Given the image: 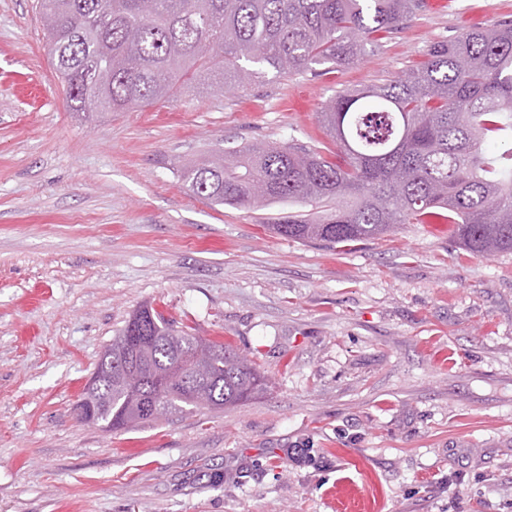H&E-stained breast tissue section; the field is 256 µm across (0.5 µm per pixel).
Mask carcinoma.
I'll return each instance as SVG.
<instances>
[{"mask_svg": "<svg viewBox=\"0 0 512 512\" xmlns=\"http://www.w3.org/2000/svg\"><path fill=\"white\" fill-rule=\"evenodd\" d=\"M427 0H40L44 38L70 111H102L172 97L206 74L230 90L244 78L362 60L375 34L401 27ZM334 158L294 144L214 150L181 167L193 195L219 206L298 205L279 235L332 245L379 238L403 224L444 221L456 242L482 257L512 253V22L471 28L432 44L426 60L388 83L344 88L320 112ZM487 142L506 144L490 153ZM152 336L209 354L195 394L163 389L153 373L172 364L165 349L145 364L146 382L118 373L84 390L91 423L109 431L168 413L221 409L262 394L254 362L222 343L173 329L152 307L135 312L101 362L142 360Z\"/></svg>", "mask_w": 512, "mask_h": 512, "instance_id": "cac0c4a2", "label": "carcinoma"}]
</instances>
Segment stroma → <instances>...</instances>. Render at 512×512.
<instances>
[{
    "label": "stroma",
    "instance_id": "stroma-1",
    "mask_svg": "<svg viewBox=\"0 0 512 512\" xmlns=\"http://www.w3.org/2000/svg\"><path fill=\"white\" fill-rule=\"evenodd\" d=\"M38 0H0V512H512V254L446 224L347 246L280 204L192 195L183 160L336 145L340 89L407 73L512 0H429L357 65L71 112ZM251 356L266 392L109 432L75 408L142 304Z\"/></svg>",
    "mask_w": 512,
    "mask_h": 512
}]
</instances>
